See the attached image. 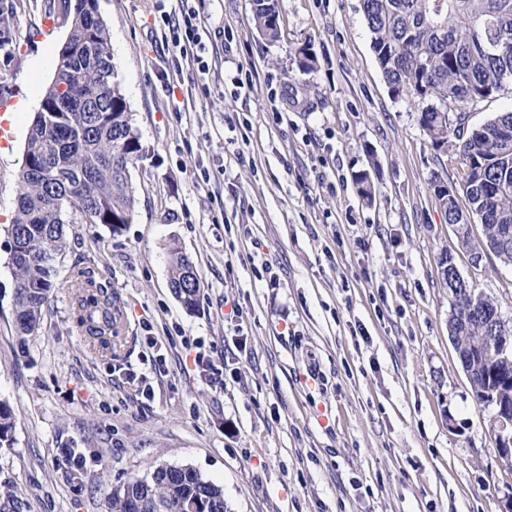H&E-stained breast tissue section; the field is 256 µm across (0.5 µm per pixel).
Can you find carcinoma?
I'll use <instances>...</instances> for the list:
<instances>
[{
    "label": "carcinoma",
    "mask_w": 512,
    "mask_h": 512,
    "mask_svg": "<svg viewBox=\"0 0 512 512\" xmlns=\"http://www.w3.org/2000/svg\"><path fill=\"white\" fill-rule=\"evenodd\" d=\"M359 10L377 64L396 94L424 99L419 125L431 144L448 145L460 164V187L467 207L455 195L439 202L448 223L464 215L479 219L482 238L470 227L456 233L467 253L486 245L503 265H512V111L497 114L476 133L464 129L472 108L512 86V0H360ZM49 17L68 28L55 76L35 112L25 142L16 213L11 225L15 274L14 326L19 337L33 334L50 311L58 270L45 255L61 259L67 247L63 212L54 200L67 197V211L83 224H104L118 233L133 219L136 188L131 171L149 156L135 126L109 46L97 0H53ZM252 22L269 41L279 37V0H254ZM15 10L0 9V53L13 55ZM60 167L57 181L38 170ZM73 327L113 353L121 348L124 306L108 293L94 272L73 268ZM448 286L450 315L457 321L454 345L462 368L479 379L481 402L512 400V387L493 374L512 370V319L497 301ZM169 286L188 311L197 306L200 280L193 262L172 251ZM473 336L488 337L481 349ZM14 414L0 401V447L12 445ZM228 512L221 486L188 465L158 464L142 477L112 488L109 512Z\"/></svg>",
    "instance_id": "obj_1"
}]
</instances>
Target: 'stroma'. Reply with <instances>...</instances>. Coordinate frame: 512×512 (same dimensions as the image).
Instances as JSON below:
<instances>
[{"label": "stroma", "mask_w": 512, "mask_h": 512, "mask_svg": "<svg viewBox=\"0 0 512 512\" xmlns=\"http://www.w3.org/2000/svg\"><path fill=\"white\" fill-rule=\"evenodd\" d=\"M13 3L16 57L0 61L15 101L0 138L8 512H108L113 486L161 462L222 486L231 512H504L512 467L457 360L440 277L456 237L431 184L458 189V167L385 82L358 0H281L273 42L250 0H191L202 70L171 43L179 0H98L151 156L131 173V223L69 225L62 266L94 270L124 302L113 356L72 330L64 286L33 336L15 333L9 228L67 31L41 37L48 0ZM175 248L201 281L191 312L169 288ZM456 263L512 317V267Z\"/></svg>", "instance_id": "35a3bbf8"}]
</instances>
